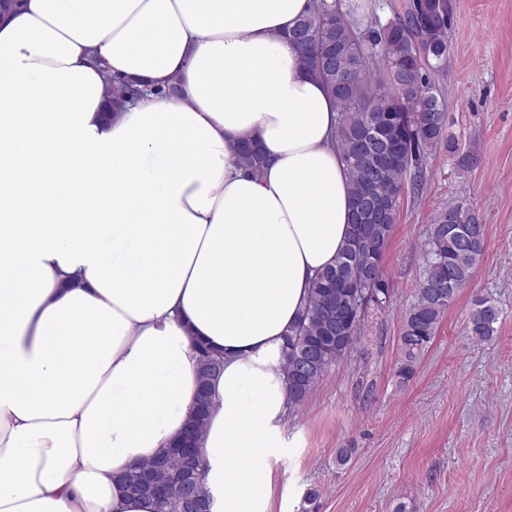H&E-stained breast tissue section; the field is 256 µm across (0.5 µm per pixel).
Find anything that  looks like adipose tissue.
Here are the masks:
<instances>
[{
    "label": "adipose tissue",
    "mask_w": 512,
    "mask_h": 512,
    "mask_svg": "<svg viewBox=\"0 0 512 512\" xmlns=\"http://www.w3.org/2000/svg\"><path fill=\"white\" fill-rule=\"evenodd\" d=\"M22 3L0 16V512H158L118 478L181 434L198 342L224 356L212 512H268L285 337L352 223L336 101L289 39L310 0ZM109 75L145 91L110 119Z\"/></svg>",
    "instance_id": "1"
}]
</instances>
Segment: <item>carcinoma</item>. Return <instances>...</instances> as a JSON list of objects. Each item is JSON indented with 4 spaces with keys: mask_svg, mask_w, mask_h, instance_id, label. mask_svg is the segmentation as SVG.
<instances>
[{
    "mask_svg": "<svg viewBox=\"0 0 512 512\" xmlns=\"http://www.w3.org/2000/svg\"><path fill=\"white\" fill-rule=\"evenodd\" d=\"M430 14L408 7L389 21L367 23L355 3L312 0L292 41L304 65L336 99V145L347 166L355 202L352 231L335 263L313 282L309 300L288 336L284 370L288 402L302 404L324 372L343 360L361 340L370 306L383 307L389 293L384 260L397 224L406 181L422 184L427 152L448 128L447 103L434 75L448 59L453 0H427ZM138 87L117 80L112 108L119 110ZM236 163L253 174L264 165L260 151L243 147ZM485 230L475 212L450 205L432 224L424 251L426 274L415 303L406 312L399 336V376L413 375L436 336L444 314L473 277L485 251ZM500 312L487 299L476 301L468 333L489 340ZM223 359L199 347L198 382L211 388ZM182 441L166 449V463L152 460L121 476L132 495H146L140 474L154 483L174 486L183 461L174 455ZM160 512H190L188 497L174 493L158 500Z\"/></svg>",
    "mask_w": 512,
    "mask_h": 512,
    "instance_id": "obj_1",
    "label": "carcinoma"
}]
</instances>
